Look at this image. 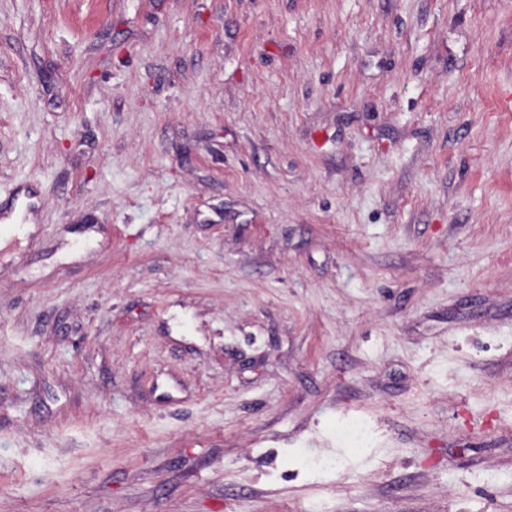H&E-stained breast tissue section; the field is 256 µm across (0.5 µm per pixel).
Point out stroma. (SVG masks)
Wrapping results in <instances>:
<instances>
[{
	"instance_id": "stroma-1",
	"label": "stroma",
	"mask_w": 512,
	"mask_h": 512,
	"mask_svg": "<svg viewBox=\"0 0 512 512\" xmlns=\"http://www.w3.org/2000/svg\"><path fill=\"white\" fill-rule=\"evenodd\" d=\"M23 194L0 512H512V0H0ZM342 433L361 451L370 447L372 438L369 429L359 418H350L341 425Z\"/></svg>"
}]
</instances>
